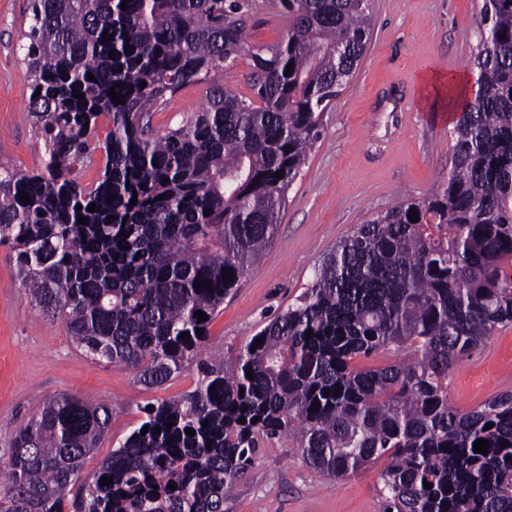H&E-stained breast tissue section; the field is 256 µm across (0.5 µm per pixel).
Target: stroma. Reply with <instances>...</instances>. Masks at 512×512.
Returning <instances> with one entry per match:
<instances>
[{
  "label": "stroma",
  "instance_id": "stroma-1",
  "mask_svg": "<svg viewBox=\"0 0 512 512\" xmlns=\"http://www.w3.org/2000/svg\"><path fill=\"white\" fill-rule=\"evenodd\" d=\"M484 0H370L373 28L347 87L321 114V135L288 190L276 236L263 259L241 278L209 326L202 357L233 359L265 324L310 284L315 265L371 216L406 197L421 199L447 179L454 161L456 116L421 99L428 73H467L473 64ZM29 0H0V167L40 168L44 141L29 112L22 45ZM288 29L279 0H251L246 40L257 48ZM209 82L183 88L153 112L161 134L200 111ZM396 100L394 111L385 103ZM196 372L161 387L140 385L133 370L93 360L71 342L64 323L37 316L16 278V255L0 245V465L43 402L69 393L112 410L107 433L85 463L92 472L138 427L141 407L193 390ZM512 392V326L456 362L448 398L462 413ZM384 462L342 479L312 469L294 439L261 442L259 459L237 481L224 512H381Z\"/></svg>",
  "mask_w": 512,
  "mask_h": 512
}]
</instances>
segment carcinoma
<instances>
[{"label": "carcinoma", "instance_id": "1", "mask_svg": "<svg viewBox=\"0 0 512 512\" xmlns=\"http://www.w3.org/2000/svg\"><path fill=\"white\" fill-rule=\"evenodd\" d=\"M249 2L31 0L23 61L45 159L32 172L0 167V244L16 252L34 307L86 356L128 366L146 388L193 368L197 380L143 406L139 426L85 477L111 410L48 399L0 467V512H224L261 441L288 436L332 478L387 461L382 512H512V392L463 414L448 400L453 364L512 325V0H484L478 86L453 131L448 179L337 242L235 359L203 361L209 321L270 247L321 112L372 27L368 0H280L287 34L249 49ZM243 55L254 99L216 85L203 111L151 133L155 106ZM98 151L99 181L84 184ZM389 350L404 359L353 366ZM479 439L488 454L474 451ZM104 476L113 483L100 485Z\"/></svg>", "mask_w": 512, "mask_h": 512}]
</instances>
